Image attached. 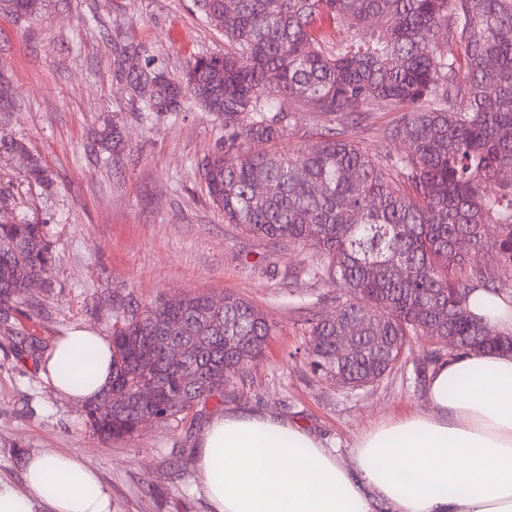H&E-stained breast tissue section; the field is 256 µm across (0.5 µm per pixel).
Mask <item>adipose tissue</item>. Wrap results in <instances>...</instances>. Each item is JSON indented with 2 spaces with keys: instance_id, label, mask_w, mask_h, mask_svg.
<instances>
[{
  "instance_id": "adipose-tissue-1",
  "label": "adipose tissue",
  "mask_w": 512,
  "mask_h": 512,
  "mask_svg": "<svg viewBox=\"0 0 512 512\" xmlns=\"http://www.w3.org/2000/svg\"><path fill=\"white\" fill-rule=\"evenodd\" d=\"M473 312L512 333V301L485 289ZM94 362H86L88 350ZM73 376H59L60 364ZM39 372L82 406L112 380V343L78 324L51 343ZM427 411L363 431L341 457L300 424L227 412L202 429L195 465L213 512H512V353L469 350L440 364ZM23 487L0 480V512H112V490L83 458L36 451Z\"/></svg>"
}]
</instances>
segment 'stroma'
<instances>
[{
	"label": "stroma",
	"mask_w": 512,
	"mask_h": 512,
	"mask_svg": "<svg viewBox=\"0 0 512 512\" xmlns=\"http://www.w3.org/2000/svg\"><path fill=\"white\" fill-rule=\"evenodd\" d=\"M224 32L193 0H39L0 11V75L14 106L0 123V224H43L54 260L24 299L0 304V478L22 485L24 459L64 450L84 457L112 490L113 512H211L200 486L198 436L215 415L267 412L300 423L347 453L366 429L426 410L428 376L452 351L412 340L384 379L349 389L314 372L312 318L337 291L304 271L305 251L228 224L209 200L207 157L223 152L224 124L195 101L179 116L148 111L129 71L152 62L178 78L224 51ZM396 113L356 114L348 132L370 152L403 153L386 132ZM334 118L296 109L283 138L252 152L296 151ZM123 145L113 150L110 133ZM38 163L47 178L31 183ZM235 294L271 325L262 360L174 420L112 441L42 380L41 356L75 324L112 333V316L162 299Z\"/></svg>",
	"instance_id": "35a3bbf8"
}]
</instances>
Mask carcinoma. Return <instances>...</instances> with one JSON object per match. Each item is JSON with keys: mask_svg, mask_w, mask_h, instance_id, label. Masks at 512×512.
I'll return each mask as SVG.
<instances>
[{"mask_svg": "<svg viewBox=\"0 0 512 512\" xmlns=\"http://www.w3.org/2000/svg\"><path fill=\"white\" fill-rule=\"evenodd\" d=\"M224 29L222 55L195 59L174 80L147 65L130 73L148 106L179 112L191 97L224 120V147L202 176L224 222L273 243L313 250L306 273L340 291L339 321L308 330L313 366L339 384L382 380L414 337L453 334L465 349L512 351V339L484 340L459 285L466 263L453 242L483 246L499 235L489 266L512 271V0H196ZM345 26L333 39L328 29ZM344 121L353 112H398L388 137L403 154H372L344 127H330L297 157L251 153L279 140L289 104ZM52 262L42 225L0 224V303L18 300ZM112 315V381L86 405L103 439L165 423L224 391L263 355L271 326L242 298L227 294L214 311L204 294ZM364 321L356 360L336 361L349 317ZM187 337L189 360L170 363L151 344L166 331ZM154 389L153 408L135 404ZM108 416L96 414L111 395Z\"/></svg>", "mask_w": 512, "mask_h": 512, "instance_id": "1", "label": "carcinoma"}]
</instances>
